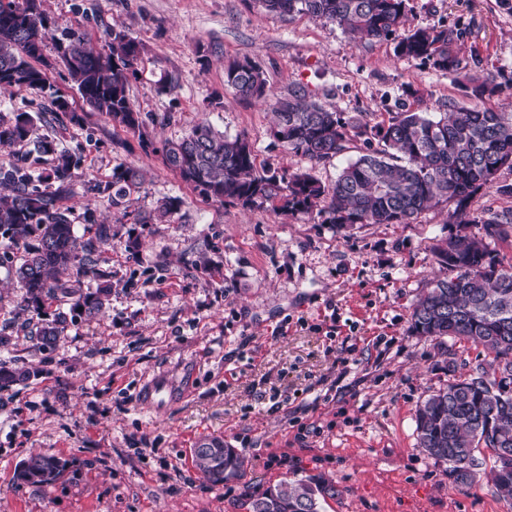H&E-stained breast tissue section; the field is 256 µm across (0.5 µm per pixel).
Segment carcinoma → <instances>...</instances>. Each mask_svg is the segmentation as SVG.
Wrapping results in <instances>:
<instances>
[{
    "label": "carcinoma",
    "instance_id": "carcinoma-1",
    "mask_svg": "<svg viewBox=\"0 0 512 512\" xmlns=\"http://www.w3.org/2000/svg\"><path fill=\"white\" fill-rule=\"evenodd\" d=\"M280 15H307L369 40L396 39V53L454 75H463L470 96L480 100L501 86L462 74L456 43L461 31L443 25L405 27L407 0H259ZM108 49L94 50L71 32L49 35L41 0H0V87L44 91L50 87L42 61L45 40H56L59 58L80 98L126 130L144 135L146 119L129 97L143 46L118 28ZM266 73L253 59L224 67V86L244 100L265 97ZM298 86L277 100L273 135L288 151L316 163L343 154L357 141L368 152L342 168L330 185L309 173L280 175L258 169L251 144L228 137L206 123L196 125L161 149L164 164L204 197L244 208L270 207L283 213L309 212L324 198L325 222L350 231L358 224H409L421 211L448 199L457 209L448 223L457 231L436 245L434 255L445 276L432 282L412 312V329L435 339L453 337L483 347L494 356L500 378L484 374L455 377L423 401L415 413L417 447L448 464L457 484H471L478 466L475 451L489 448L494 464L486 473L500 498L512 504V468L500 453L512 452V262L500 245L512 246V211L485 217L469 210L480 192L512 195V186L496 185L504 166L512 168V112L478 104L451 112H358L346 116L306 101ZM33 117L0 115V147L33 142L29 153L0 165V238L19 254L14 276L25 289L26 307L39 317V342H56L66 317L46 311L52 300L67 299L78 314L103 312L111 288H83L82 278L98 276L93 254L107 227L84 217V235L76 234L65 206L74 195L80 157L58 151L52 140H31ZM136 168L112 171V205L141 188ZM477 232H472V228ZM197 466L215 485L239 476L242 459L219 439L194 449ZM66 464L35 455L17 478L42 485L61 478ZM336 487L320 475L282 481L249 495L246 512H320Z\"/></svg>",
    "mask_w": 512,
    "mask_h": 512
}]
</instances>
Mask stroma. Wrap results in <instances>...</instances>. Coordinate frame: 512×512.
I'll return each instance as SVG.
<instances>
[{"instance_id":"1","label":"stroma","mask_w":512,"mask_h":512,"mask_svg":"<svg viewBox=\"0 0 512 512\" xmlns=\"http://www.w3.org/2000/svg\"><path fill=\"white\" fill-rule=\"evenodd\" d=\"M52 28L102 48L111 28L142 42L129 87L152 148L83 103L54 43L43 54L54 91L73 114L47 118L50 97L0 89V114L37 116V136L79 154V176L108 184L121 164L138 168V193L113 206L108 192L77 189L67 205L76 233L93 210L108 225L94 254L111 283L100 315L67 320L54 345L35 336L9 263L0 264V361L34 370L0 383V512H243L247 493L319 474L336 487L321 512H512L487 480L453 484L421 452L415 411L454 374L493 372L482 347L421 336L412 307L440 274L434 248L451 231L455 201L410 224H359L349 232L319 211L286 215L205 198L167 168L164 141L208 122L242 135L258 166L333 181L362 142L315 164L272 136L273 101L294 86L337 111L437 112L468 99L456 76L398 57L395 40L353 39L305 15L266 12L257 0H42ZM462 31L456 48L469 73L501 84L487 99L512 112V0H409L408 26ZM253 58L270 101H244L224 85L229 62ZM178 76L162 93L161 75ZM179 207L144 224L166 200ZM168 376L192 388L157 409L139 401L147 381ZM223 440L244 461L215 485L193 461L200 443ZM67 463L63 478L23 485L31 455Z\"/></svg>"}]
</instances>
